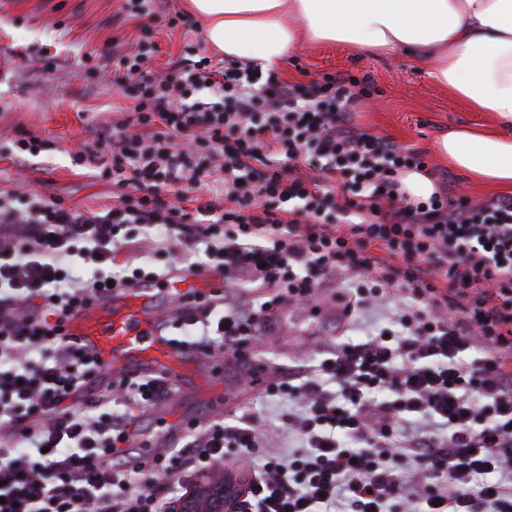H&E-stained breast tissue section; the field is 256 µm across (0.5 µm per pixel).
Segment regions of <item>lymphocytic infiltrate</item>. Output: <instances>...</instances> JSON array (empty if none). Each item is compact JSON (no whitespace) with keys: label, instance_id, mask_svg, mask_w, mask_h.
<instances>
[{"label":"lymphocytic infiltrate","instance_id":"1","mask_svg":"<svg viewBox=\"0 0 512 512\" xmlns=\"http://www.w3.org/2000/svg\"><path fill=\"white\" fill-rule=\"evenodd\" d=\"M112 83L137 127L96 143L112 208L0 198V512H174L228 448L263 457L239 512H512V198L475 206L444 186L410 202L399 176L427 171L423 154L360 128L339 73L291 84L187 48L162 75L140 53L113 57ZM129 226L249 295L180 312L197 350L245 359L277 307L338 275L344 316L396 298L397 327L337 345L289 386L293 451L268 450L267 425L245 413L191 422L181 446L126 468L133 409L169 384L113 381L62 323L112 287L162 277L117 263ZM80 264L94 274L75 276Z\"/></svg>","mask_w":512,"mask_h":512}]
</instances>
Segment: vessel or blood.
Here are the masks:
<instances>
[{
	"instance_id": "obj_1",
	"label": "vessel or blood",
	"mask_w": 512,
	"mask_h": 512,
	"mask_svg": "<svg viewBox=\"0 0 512 512\" xmlns=\"http://www.w3.org/2000/svg\"><path fill=\"white\" fill-rule=\"evenodd\" d=\"M168 296L186 299L212 295L224 286L223 278L188 271L160 277L157 285L118 288L68 316L64 332L93 352L103 365L122 363L128 373L186 380L185 368L194 353L163 335L155 315V288Z\"/></svg>"
}]
</instances>
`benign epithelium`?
Instances as JSON below:
<instances>
[{
    "mask_svg": "<svg viewBox=\"0 0 512 512\" xmlns=\"http://www.w3.org/2000/svg\"><path fill=\"white\" fill-rule=\"evenodd\" d=\"M247 491L248 479L242 474L204 470L175 504V512H236Z\"/></svg>",
    "mask_w": 512,
    "mask_h": 512,
    "instance_id": "obj_1",
    "label": "benign epithelium"
}]
</instances>
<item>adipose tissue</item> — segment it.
<instances>
[{"instance_id": "adipose-tissue-1", "label": "adipose tissue", "mask_w": 512, "mask_h": 512, "mask_svg": "<svg viewBox=\"0 0 512 512\" xmlns=\"http://www.w3.org/2000/svg\"><path fill=\"white\" fill-rule=\"evenodd\" d=\"M225 57L279 67L305 43L402 51L487 125L463 124L436 144L450 168L512 189V0H188Z\"/></svg>"}]
</instances>
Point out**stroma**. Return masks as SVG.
I'll return each mask as SVG.
<instances>
[{"label":"stroma","mask_w":512,"mask_h":512,"mask_svg":"<svg viewBox=\"0 0 512 512\" xmlns=\"http://www.w3.org/2000/svg\"><path fill=\"white\" fill-rule=\"evenodd\" d=\"M120 0H0V195L25 188L60 199L65 206L105 211L117 191L108 177H92L86 155L113 123L132 119L129 102L113 84L88 76L91 68L112 62L113 49L140 51L149 69L166 70L188 43L209 56L201 30L167 28L181 13L182 0H155L153 16L129 19L119 14ZM344 73L361 98L353 108L356 123L397 144L423 151L440 181L479 205L494 191L471 184L448 170L433 151L435 141L463 123H490L489 114L469 111L426 68L400 53L365 55L339 43L304 47L279 75L306 84L323 75ZM38 140L36 153L19 150L20 139ZM342 280L327 281L306 304L279 307L273 326L252 341L251 371L243 373L223 352L201 355L200 367L213 368L230 395L221 412L182 393L175 414L213 420L249 411L266 425L284 426L288 395H270L290 372L311 369L320 352L336 343H357L392 326L398 302L377 306L344 319L332 297Z\"/></svg>","instance_id":"obj_1"}]
</instances>
